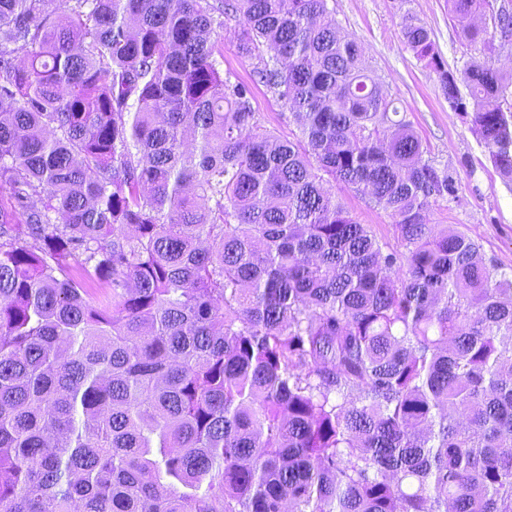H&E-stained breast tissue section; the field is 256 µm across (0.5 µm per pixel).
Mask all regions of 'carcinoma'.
<instances>
[{
	"mask_svg": "<svg viewBox=\"0 0 512 512\" xmlns=\"http://www.w3.org/2000/svg\"><path fill=\"white\" fill-rule=\"evenodd\" d=\"M45 6L0 0V512H512V272L328 0ZM403 36L512 180V82ZM236 30V22L234 20L227 21V28H224L220 44L224 54L222 66L224 75L230 73L232 81L238 79L249 84L253 94V106L264 125L278 135L293 139L292 132L294 134L298 132L294 125L289 124L288 109L275 96L267 92L265 87L253 83L251 78L253 65L238 51ZM335 194L357 223L367 224L378 238L388 242L392 247L397 246L392 219L384 211L375 207L368 197L339 185L335 188Z\"/></svg>",
	"mask_w": 512,
	"mask_h": 512,
	"instance_id": "1",
	"label": "carcinoma"
}]
</instances>
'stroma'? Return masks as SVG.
Instances as JSON below:
<instances>
[{
    "label": "stroma",
    "instance_id": "obj_1",
    "mask_svg": "<svg viewBox=\"0 0 512 512\" xmlns=\"http://www.w3.org/2000/svg\"><path fill=\"white\" fill-rule=\"evenodd\" d=\"M342 36L363 47L367 71L380 78L402 116L421 137L426 156L448 171L459 185L457 199H436L429 210L431 223L466 233L478 242L486 260L512 270V186L491 165L488 152L469 117L450 111L435 74L405 45L402 16L412 12L431 32L449 67L460 70L471 60L493 59L504 76L512 75V51L489 56L482 44L469 43L448 0H329ZM224 72L252 87L253 106L265 126L291 137L295 130L284 104L262 85L253 83V65L237 48V25L228 21L221 40ZM337 198L350 216L368 225L386 242H394L391 218L363 195L336 187Z\"/></svg>",
    "mask_w": 512,
    "mask_h": 512
}]
</instances>
